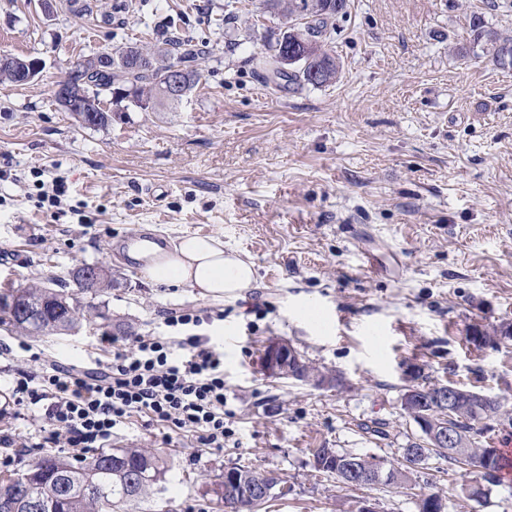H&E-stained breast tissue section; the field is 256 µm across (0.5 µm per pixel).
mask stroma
I'll return each mask as SVG.
<instances>
[{"instance_id":"35a3bbf8","label":"stroma","mask_w":512,"mask_h":512,"mask_svg":"<svg viewBox=\"0 0 512 512\" xmlns=\"http://www.w3.org/2000/svg\"><path fill=\"white\" fill-rule=\"evenodd\" d=\"M0 0V52L35 55L34 85L0 83V285L71 281L109 270L95 304L105 324L31 339L0 329V434L41 439L13 403L21 371L112 359L115 324L161 332L172 310L214 313L204 334L224 347L223 448L132 418L111 445L171 458L163 500L202 512L205 484L244 465L286 478L264 512H416L439 494L445 512H512V483L462 493L468 471L431 454L403 489L349 488L316 473L312 449L400 466L421 431L401 406L413 384H455L512 415V338L475 345L474 329L512 325V70L474 46L472 22L512 36V0H348L328 41L335 83L274 88L257 58L279 20L260 0ZM199 42L200 80L179 104L131 107L83 128L55 87L101 48ZM62 181L59 207L36 182ZM173 241L219 235L256 279L215 301L145 280L118 246L130 233ZM290 342L338 376L319 388L271 379L264 345Z\"/></svg>"}]
</instances>
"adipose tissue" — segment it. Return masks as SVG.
Listing matches in <instances>:
<instances>
[{"instance_id": "ef3b65f1", "label": "adipose tissue", "mask_w": 512, "mask_h": 512, "mask_svg": "<svg viewBox=\"0 0 512 512\" xmlns=\"http://www.w3.org/2000/svg\"><path fill=\"white\" fill-rule=\"evenodd\" d=\"M135 256L143 263V278L154 285L194 288L214 299L238 296L255 279L253 264L225 250L217 236L184 235L169 249H142Z\"/></svg>"}]
</instances>
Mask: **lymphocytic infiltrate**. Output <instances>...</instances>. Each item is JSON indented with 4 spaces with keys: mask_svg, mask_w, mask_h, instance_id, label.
<instances>
[{
    "mask_svg": "<svg viewBox=\"0 0 512 512\" xmlns=\"http://www.w3.org/2000/svg\"><path fill=\"white\" fill-rule=\"evenodd\" d=\"M212 320L204 310L175 311L165 317L163 334L120 344L105 367L54 364L35 376L19 373L14 402L46 422L43 442L54 448L104 447L136 415L192 434L203 447H223L224 349L200 332Z\"/></svg>",
    "mask_w": 512,
    "mask_h": 512,
    "instance_id": "obj_1",
    "label": "lymphocytic infiltrate"
}]
</instances>
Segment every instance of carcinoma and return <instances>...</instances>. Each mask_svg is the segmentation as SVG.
Masks as SVG:
<instances>
[{"instance_id":"1","label":"carcinoma","mask_w":512,"mask_h":512,"mask_svg":"<svg viewBox=\"0 0 512 512\" xmlns=\"http://www.w3.org/2000/svg\"><path fill=\"white\" fill-rule=\"evenodd\" d=\"M266 12L278 16L284 25L282 36L266 44L264 55L258 57L260 65L270 74L275 73L280 60L296 57V69L280 77L288 85H310L315 88L328 86L336 81L339 65L336 57L326 49V40L335 30L336 18L347 12V0H263ZM474 42L491 46L493 57L509 48L512 52V36L501 37L475 20L472 23ZM140 53L139 70L127 72L119 68L110 71L97 69L101 57L110 54L121 60ZM34 56L15 58V67L0 69V79L17 84L18 73ZM198 59L195 45L171 37H165L160 45L146 48L130 44L120 49L104 48L94 51L83 60L84 87L89 98L83 112L72 116L81 126L90 129L108 125L112 116L101 107L106 97L119 105L126 101L145 112L165 105L181 102L161 92L162 77L172 66H181L187 71L186 91H191L199 79L194 65ZM317 67L323 78L314 82L311 69ZM77 289H70L61 282L58 287L9 286L0 290V328L20 336H45L63 334L71 330L75 320L96 322L108 320V316L94 304L85 301V295L98 294L97 286L89 287L80 278H75ZM19 293L24 304L39 307V318L31 322L24 318L19 308L8 303L13 293ZM511 338L512 328L501 326L492 331L477 329L473 341L490 344L500 338ZM461 399L453 418L441 408L431 409L430 417L439 422H448L460 430L457 444L452 448H432L428 436L413 442L404 449L406 464L391 469L394 486L404 487L413 482L418 450L429 454L436 452L454 461L458 466H480L485 469L482 479L496 481L503 468L502 456L497 448H488L486 435L498 426L509 427L512 417L502 412L498 404L489 411L478 414L473 409L474 394L470 389L459 388ZM314 470L334 476L346 486H351L343 472L337 470L338 460L350 456L359 461L362 468L377 464L373 457L360 454L346 455L335 449H311ZM171 470L168 459L150 448H110L95 450L79 457L67 454L35 453L21 458L14 467L0 470V501L12 502L16 512H28L30 499L45 502L43 512H131L134 504L147 500L161 492L167 473ZM236 476L219 481L222 491L205 490L206 508L209 512H224L229 504L232 512H259L266 502H254L247 492L255 486L271 481L269 472L249 467H233Z\"/></svg>"}]
</instances>
